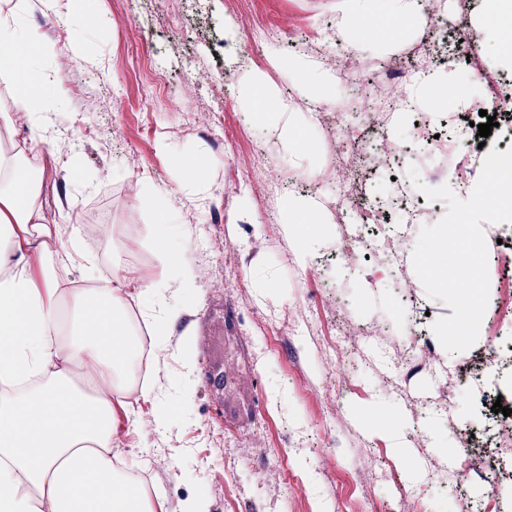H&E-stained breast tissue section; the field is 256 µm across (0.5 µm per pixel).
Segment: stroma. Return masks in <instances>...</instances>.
I'll return each mask as SVG.
<instances>
[{
    "label": "stroma",
    "instance_id": "1",
    "mask_svg": "<svg viewBox=\"0 0 512 512\" xmlns=\"http://www.w3.org/2000/svg\"><path fill=\"white\" fill-rule=\"evenodd\" d=\"M464 21L484 60L512 77V51L487 35L488 0H474ZM347 0H95L92 12L49 16L39 0H25L22 25L49 52L36 65L62 97L51 113L57 163L42 176L44 206L60 218L62 238H76L94 254L96 271L129 275L141 287L166 282L154 299L135 297L132 313L176 307L180 322L161 355V370L144 383L123 422L115 450L126 470L142 474L149 498L166 512L201 496L207 512H460L457 489L472 498L483 491L484 461L494 452L487 408L499 395L478 371L496 368L512 378V352L490 361L484 341L451 354L436 347L431 367L408 370L401 347L409 326L431 334L435 320L451 315L417 277L411 252L402 261L414 300L403 298L379 272L372 251L352 264L335 265L341 225L361 223V212L326 180L332 134L316 113H336L349 132L346 149H367L373 134L364 114L383 75L407 80L409 99L394 112L386 137L403 158L397 166L366 163L355 185L364 202L388 200L416 166L427 185L447 184L470 157L464 148L434 152L427 141L463 117L478 119L484 89L456 48L425 75L405 78L406 64L427 34V7L413 20L373 13L356 16ZM289 35L290 45L254 41L244 15ZM353 55L356 72L336 59ZM315 63L330 76L320 89L283 77L291 59ZM464 98L437 104L432 86L447 60ZM261 81L286 108L266 122L247 90ZM301 131L306 150L283 138V127ZM168 150H160V143ZM261 153L254 174L244 159ZM188 155L203 169L199 186L179 188L176 158ZM76 162L84 179L67 170ZM179 212L175 245L195 271L183 286L175 270L156 260L152 227L160 197ZM309 200L324 224L318 244L301 253L287 229L288 204ZM110 224L94 235L88 219ZM430 314L417 320L413 301ZM343 333L351 351L352 384H333L331 336ZM398 381L402 393L379 387L376 376ZM453 390L448 410L432 409L437 380ZM334 389L335 405L318 410L313 388ZM165 426L154 427L158 408ZM388 410L400 421L389 430L374 418ZM475 439L470 458L454 473L427 476L440 456L436 438L454 442L459 430Z\"/></svg>",
    "mask_w": 512,
    "mask_h": 512
}]
</instances>
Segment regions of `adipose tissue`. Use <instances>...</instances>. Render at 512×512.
Instances as JSON below:
<instances>
[{"label": "adipose tissue", "mask_w": 512, "mask_h": 512, "mask_svg": "<svg viewBox=\"0 0 512 512\" xmlns=\"http://www.w3.org/2000/svg\"><path fill=\"white\" fill-rule=\"evenodd\" d=\"M21 0H0V78L32 80L43 49L18 18ZM29 130L16 140L15 121L0 114V512H155L142 487L112 457L119 411L134 388L135 352L127 316L131 279L92 278L62 287L54 267L78 251L62 241L58 220L41 200L38 174L54 160L43 108L28 92L17 99ZM160 264L193 272L168 242L177 223L161 210Z\"/></svg>", "instance_id": "obj_1"}]
</instances>
